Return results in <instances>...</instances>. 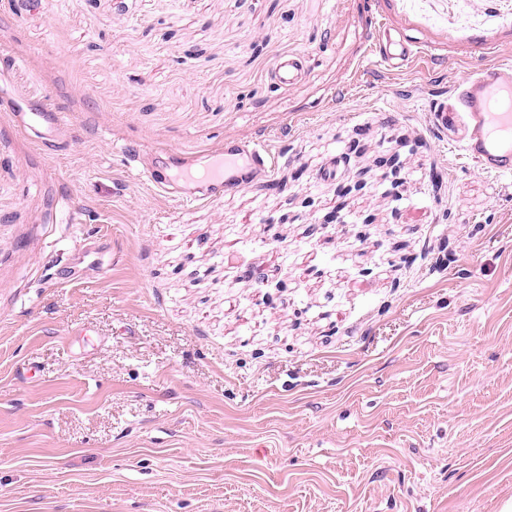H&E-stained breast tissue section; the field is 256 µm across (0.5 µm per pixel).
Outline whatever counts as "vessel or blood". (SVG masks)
Listing matches in <instances>:
<instances>
[{
	"label": "vessel or blood",
	"mask_w": 512,
	"mask_h": 512,
	"mask_svg": "<svg viewBox=\"0 0 512 512\" xmlns=\"http://www.w3.org/2000/svg\"><path fill=\"white\" fill-rule=\"evenodd\" d=\"M369 28L376 46V63L395 72L411 62L423 59L422 45L407 36L394 35L377 16H370ZM304 62L298 57H281L273 68L278 84H291L300 79ZM452 103H435V121L447 125L454 120L463 134L455 149L459 156L472 162L484 173L512 179V63H490L459 81L453 88ZM12 120L34 137L39 146L52 151H65L68 124L66 115L51 107L31 112H15ZM129 169L164 196L181 202L216 201L224 194L270 182L276 157L264 141L219 142L194 152H181L164 147L154 148L155 156L166 158L178 175L159 179L152 166L146 164L141 148L122 147Z\"/></svg>",
	"instance_id": "obj_1"
}]
</instances>
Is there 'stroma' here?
<instances>
[{"mask_svg":"<svg viewBox=\"0 0 512 512\" xmlns=\"http://www.w3.org/2000/svg\"><path fill=\"white\" fill-rule=\"evenodd\" d=\"M365 8L0 0V99L71 121L51 154L0 110V512L512 504V183L431 115L512 63V0H376L430 56L399 72ZM254 137L274 184L204 203L117 151ZM304 70V62L299 57L279 58L273 68V79L277 84H291L300 79Z\"/></svg>","mask_w":512,"mask_h":512,"instance_id":"35a3bbf8","label":"stroma"}]
</instances>
